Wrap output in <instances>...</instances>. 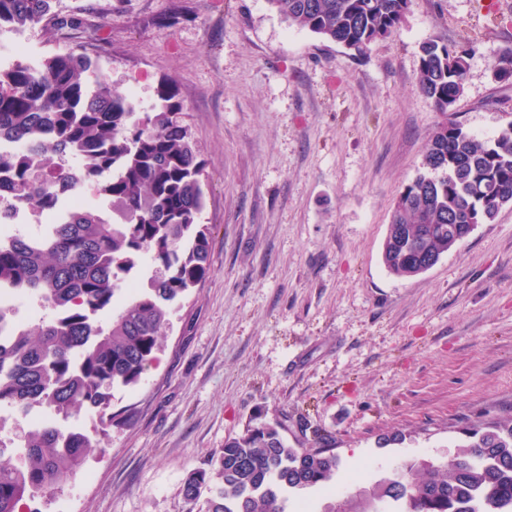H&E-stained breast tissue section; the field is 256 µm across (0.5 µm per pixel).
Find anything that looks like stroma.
Wrapping results in <instances>:
<instances>
[{
    "label": "stroma",
    "mask_w": 512,
    "mask_h": 512,
    "mask_svg": "<svg viewBox=\"0 0 512 512\" xmlns=\"http://www.w3.org/2000/svg\"><path fill=\"white\" fill-rule=\"evenodd\" d=\"M61 30L0 29V66L83 45L141 110L169 84L205 162L211 271L173 311L156 361L112 389L106 452L37 512H205L181 489L227 437L279 422L334 449L338 488L402 462L446 463L466 422L512 418V206L436 266L390 275L398 194L443 121L419 90L420 48L477 44L454 118L512 124V0H413L360 56L290 26L266 0H58ZM25 56H18L16 45Z\"/></svg>",
    "instance_id": "1"
}]
</instances>
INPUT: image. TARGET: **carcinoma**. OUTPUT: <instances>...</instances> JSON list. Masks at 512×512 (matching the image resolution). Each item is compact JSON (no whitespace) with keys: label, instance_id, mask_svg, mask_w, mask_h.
Here are the masks:
<instances>
[{"label":"carcinoma","instance_id":"cac0c4a2","mask_svg":"<svg viewBox=\"0 0 512 512\" xmlns=\"http://www.w3.org/2000/svg\"><path fill=\"white\" fill-rule=\"evenodd\" d=\"M56 0H0V27L75 25L53 10ZM299 29L362 54L400 25L411 0H267ZM476 53L467 41L421 46L419 89L446 115L465 92ZM98 61L83 46L32 66L0 69V136L17 148L0 153V225L11 208L49 213L60 195L92 187L112 200L121 221L94 207L65 212L37 235L0 237V289L35 297L47 314L0 345V408L22 414L46 405L66 420L81 409L109 407L108 390L139 383L171 328V305L210 271L211 228L199 158L183 104L170 93L148 112L97 75ZM493 74L512 77V49ZM94 80H89V77ZM68 156L82 168L46 157ZM512 205V126L481 138L450 121L427 143L423 172L394 201L383 242L386 271L400 279L419 273L425 255L460 244L450 224H491ZM112 322L96 315L113 306ZM278 424L249 425L224 442L206 468L182 486L205 512H288L297 493L323 488V512H512V418H477L465 428L466 450L442 466L398 464L369 487L336 492L340 458L328 448H292ZM24 463L8 457L0 439V512H37L29 502L51 498L87 459L103 455L101 441L57 423L29 430Z\"/></svg>","mask_w":512,"mask_h":512}]
</instances>
